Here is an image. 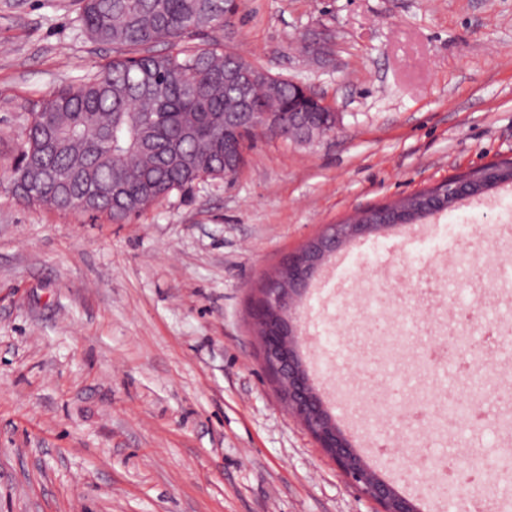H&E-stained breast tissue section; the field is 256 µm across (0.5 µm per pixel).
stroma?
<instances>
[{
  "mask_svg": "<svg viewBox=\"0 0 512 512\" xmlns=\"http://www.w3.org/2000/svg\"><path fill=\"white\" fill-rule=\"evenodd\" d=\"M76 0H0V512H379L289 416L263 368L251 309L264 277L325 225L488 163L512 160V0H238L215 31L338 113L308 143L261 136L233 181H202L140 217L18 203V135L55 89L114 52L77 30ZM461 288L512 341V183L345 244L296 306L301 354L367 463L420 512H468L420 472L424 451L481 475L483 504L512 497V359L482 355L478 425L448 420L468 396L450 350L429 370L383 344L402 321L447 342L452 258ZM391 271L414 285L376 302Z\"/></svg>",
  "mask_w": 512,
  "mask_h": 512,
  "instance_id": "obj_1",
  "label": "stroma"
}]
</instances>
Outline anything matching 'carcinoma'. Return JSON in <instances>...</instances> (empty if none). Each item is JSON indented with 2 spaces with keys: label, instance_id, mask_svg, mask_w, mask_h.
<instances>
[{
  "label": "carcinoma",
  "instance_id": "carcinoma-1",
  "mask_svg": "<svg viewBox=\"0 0 512 512\" xmlns=\"http://www.w3.org/2000/svg\"><path fill=\"white\" fill-rule=\"evenodd\" d=\"M230 0H80L78 30L117 56L46 98L19 134L10 191L28 206L104 214L126 223L205 180L224 179L237 146L224 113L238 111L229 73L242 58L211 40ZM253 112H286L288 81L245 66Z\"/></svg>",
  "mask_w": 512,
  "mask_h": 512
}]
</instances>
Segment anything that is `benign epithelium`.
Wrapping results in <instances>:
<instances>
[{
	"instance_id": "obj_1",
	"label": "benign epithelium",
	"mask_w": 512,
	"mask_h": 512,
	"mask_svg": "<svg viewBox=\"0 0 512 512\" xmlns=\"http://www.w3.org/2000/svg\"><path fill=\"white\" fill-rule=\"evenodd\" d=\"M299 108L286 112H263L261 118L239 126L241 133H257L295 142H306L315 135L310 117L327 113L325 126L332 132L337 126V112L323 97L305 84L288 80ZM448 195L478 196L483 186H473L466 178L448 181ZM384 228L382 224H329L323 233L306 243L284 262L286 277H272L262 289L254 307L259 328L262 359L273 376L288 412L298 418L314 437L319 447L330 456L342 475L376 501L381 512H419L413 499L402 494L390 481L372 469L350 439L335 423L316 391L309 371L299 353L296 304L313 278L322 258L336 252L345 243L368 237Z\"/></svg>"
}]
</instances>
